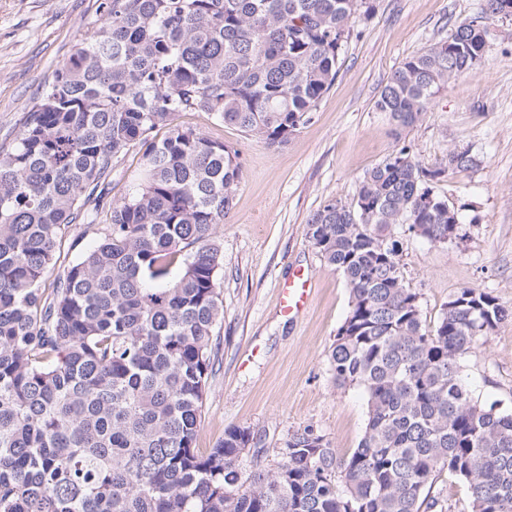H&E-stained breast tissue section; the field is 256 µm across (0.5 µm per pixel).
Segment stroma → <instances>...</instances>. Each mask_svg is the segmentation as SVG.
I'll list each match as a JSON object with an SVG mask.
<instances>
[{
    "label": "stroma",
    "instance_id": "stroma-1",
    "mask_svg": "<svg viewBox=\"0 0 512 512\" xmlns=\"http://www.w3.org/2000/svg\"><path fill=\"white\" fill-rule=\"evenodd\" d=\"M479 4L375 0L374 14L354 24L333 87L284 146L267 147L203 114L177 116L238 150L242 163L233 209L219 229L224 318L213 336L197 448L215 447L227 428H249L255 450L242 460L246 473L275 467L288 435L305 426L339 456L357 448L368 421L365 396L336 386L329 370L349 289L321 260L305 224L327 199L352 203L364 174L396 146H410L426 168L454 149L476 158L436 185L467 232L463 241L431 244L394 228L403 282L419 294L425 323L434 325L463 288L489 290L512 307V20H486L487 56L442 89L413 127L394 132L376 108L398 63L475 17ZM96 8V0H0V144L15 138L52 71L95 26ZM298 267L313 273L314 288L306 312L291 320L280 308V285ZM462 378L481 405L512 410V322L466 357Z\"/></svg>",
    "mask_w": 512,
    "mask_h": 512
}]
</instances>
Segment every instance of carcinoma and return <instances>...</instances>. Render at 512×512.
<instances>
[{
	"label": "carcinoma",
	"instance_id": "carcinoma-1",
	"mask_svg": "<svg viewBox=\"0 0 512 512\" xmlns=\"http://www.w3.org/2000/svg\"><path fill=\"white\" fill-rule=\"evenodd\" d=\"M97 2L99 24L0 145V512H443L431 495L443 473L464 483L471 512H512V411L474 402L461 378L512 308L463 288L426 328L392 233L464 238L435 183L473 167L468 149L427 170L397 148L351 204L329 199L305 225L349 288L329 365L334 384L365 394L357 448L340 457L306 426L275 467L244 477L249 429L195 446L224 317L218 233L241 162L174 118L201 112L287 144L333 87L373 0ZM495 16L511 17L512 0H482L477 17L390 74L376 108L395 131L488 54L483 20ZM133 150L135 185L106 199L113 162ZM89 205L109 215L101 239L48 292Z\"/></svg>",
	"mask_w": 512,
	"mask_h": 512
}]
</instances>
